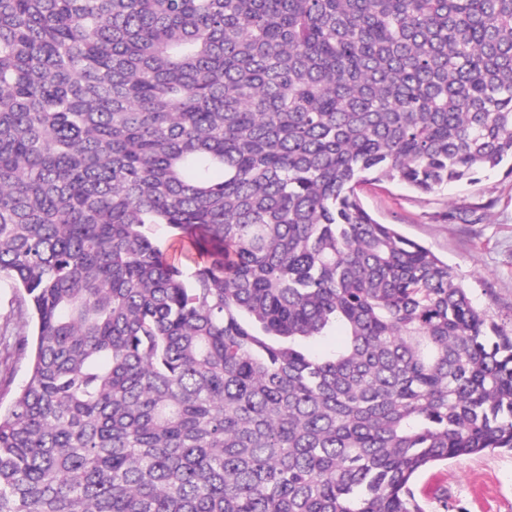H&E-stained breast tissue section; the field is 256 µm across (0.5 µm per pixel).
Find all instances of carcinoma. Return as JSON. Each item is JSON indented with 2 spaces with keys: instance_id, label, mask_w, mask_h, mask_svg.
<instances>
[{
  "instance_id": "1",
  "label": "carcinoma",
  "mask_w": 512,
  "mask_h": 512,
  "mask_svg": "<svg viewBox=\"0 0 512 512\" xmlns=\"http://www.w3.org/2000/svg\"><path fill=\"white\" fill-rule=\"evenodd\" d=\"M506 160L512 0H0V512H424L512 451V333L357 194Z\"/></svg>"
}]
</instances>
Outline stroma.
<instances>
[{"mask_svg": "<svg viewBox=\"0 0 512 512\" xmlns=\"http://www.w3.org/2000/svg\"><path fill=\"white\" fill-rule=\"evenodd\" d=\"M380 223L430 248L452 266L477 307L512 328V177L499 168L420 194L388 181L358 189ZM481 207L475 224L448 221L451 212ZM425 512H512V453L488 452L422 472L414 485Z\"/></svg>", "mask_w": 512, "mask_h": 512, "instance_id": "stroma-1", "label": "stroma"}]
</instances>
